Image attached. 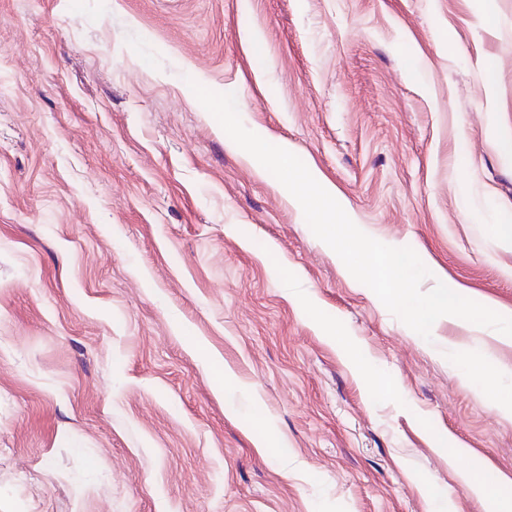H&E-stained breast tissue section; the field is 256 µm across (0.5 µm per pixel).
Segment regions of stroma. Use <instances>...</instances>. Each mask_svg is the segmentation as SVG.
I'll use <instances>...</instances> for the list:
<instances>
[{
  "label": "stroma",
  "mask_w": 512,
  "mask_h": 512,
  "mask_svg": "<svg viewBox=\"0 0 512 512\" xmlns=\"http://www.w3.org/2000/svg\"><path fill=\"white\" fill-rule=\"evenodd\" d=\"M495 6L488 28L483 0H0V512H434L420 475L484 512L460 473L512 480V346L393 316L189 83L412 248L422 290L512 310L485 231L512 219Z\"/></svg>",
  "instance_id": "1"
}]
</instances>
